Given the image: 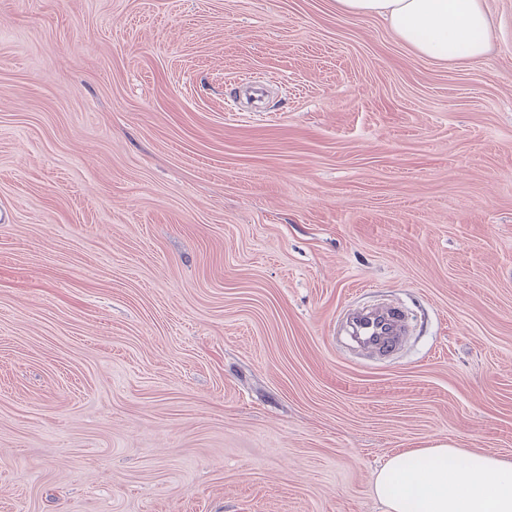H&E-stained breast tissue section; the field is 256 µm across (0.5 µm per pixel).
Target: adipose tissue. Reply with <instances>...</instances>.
<instances>
[{
  "mask_svg": "<svg viewBox=\"0 0 512 512\" xmlns=\"http://www.w3.org/2000/svg\"><path fill=\"white\" fill-rule=\"evenodd\" d=\"M336 12L386 20L401 44L437 63L481 58L491 36L484 0H336ZM374 490L386 512H512V461L438 443L388 458Z\"/></svg>",
  "mask_w": 512,
  "mask_h": 512,
  "instance_id": "obj_1",
  "label": "adipose tissue"
}]
</instances>
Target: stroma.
I'll return each instance as SVG.
<instances>
[{"label": "stroma", "mask_w": 512, "mask_h": 512, "mask_svg": "<svg viewBox=\"0 0 512 512\" xmlns=\"http://www.w3.org/2000/svg\"><path fill=\"white\" fill-rule=\"evenodd\" d=\"M438 64L334 0H0V512H384L512 460V0ZM409 314L342 346L346 307ZM348 324L350 338L369 354H392L407 333L404 318L388 305L354 313ZM374 490L385 512H512V461L438 443L388 458Z\"/></svg>", "instance_id": "35a3bbf8"}]
</instances>
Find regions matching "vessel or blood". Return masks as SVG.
Here are the masks:
<instances>
[{"mask_svg":"<svg viewBox=\"0 0 512 512\" xmlns=\"http://www.w3.org/2000/svg\"><path fill=\"white\" fill-rule=\"evenodd\" d=\"M348 324L350 338L369 354H392L407 333L404 318L387 305L354 313Z\"/></svg>","mask_w":512,"mask_h":512,"instance_id":"b4317fda","label":"vessel or blood"}]
</instances>
